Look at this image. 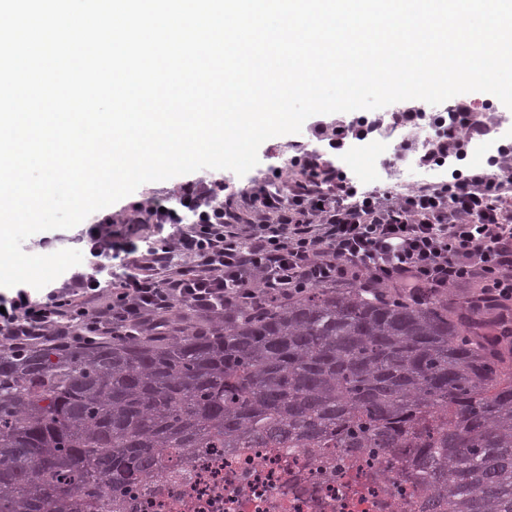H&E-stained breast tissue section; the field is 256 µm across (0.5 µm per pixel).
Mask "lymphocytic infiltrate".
<instances>
[{"label":"lymphocytic infiltrate","mask_w":512,"mask_h":512,"mask_svg":"<svg viewBox=\"0 0 512 512\" xmlns=\"http://www.w3.org/2000/svg\"><path fill=\"white\" fill-rule=\"evenodd\" d=\"M501 125L492 105L467 99L445 111L414 103L314 120L308 134L323 149L293 145L287 192L262 184L237 207L223 181L201 182L182 201L194 223L156 202L152 239L96 225L90 255L130 261L112 275L111 302L97 305L102 283L87 273L41 300L19 288L0 296V337L21 346L51 335L77 346L134 333L179 303L211 314L343 286L419 300L473 284L472 310L495 307L502 324L512 323V138ZM398 129L407 136L395 161L415 160L431 179L394 196L339 165L353 143ZM482 147L491 150L486 169L461 170ZM178 253L191 267L176 263Z\"/></svg>","instance_id":"1"}]
</instances>
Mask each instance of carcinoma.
Wrapping results in <instances>:
<instances>
[{
    "mask_svg": "<svg viewBox=\"0 0 512 512\" xmlns=\"http://www.w3.org/2000/svg\"><path fill=\"white\" fill-rule=\"evenodd\" d=\"M436 294L315 289L173 336L0 343V512H97L168 449L416 448L424 512H512V336Z\"/></svg>",
    "mask_w": 512,
    "mask_h": 512,
    "instance_id": "1",
    "label": "carcinoma"
}]
</instances>
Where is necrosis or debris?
<instances>
[{
  "label": "necrosis or debris",
  "mask_w": 512,
  "mask_h": 512,
  "mask_svg": "<svg viewBox=\"0 0 512 512\" xmlns=\"http://www.w3.org/2000/svg\"><path fill=\"white\" fill-rule=\"evenodd\" d=\"M412 448H208L171 480L137 486L126 512H411L428 478Z\"/></svg>",
  "instance_id": "obj_1"
}]
</instances>
